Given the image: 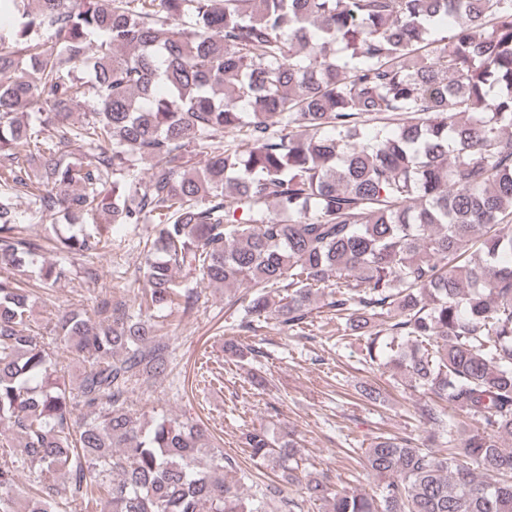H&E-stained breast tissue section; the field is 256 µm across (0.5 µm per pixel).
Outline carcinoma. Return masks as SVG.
Segmentation results:
<instances>
[{
  "mask_svg": "<svg viewBox=\"0 0 512 512\" xmlns=\"http://www.w3.org/2000/svg\"><path fill=\"white\" fill-rule=\"evenodd\" d=\"M23 2L0 0L21 12L0 53V447L21 449L0 454V512L297 506L275 481L245 495L251 473L206 426L131 412L169 367L164 326L107 295L32 325L76 261L98 279L94 259L122 247L111 224L155 225L140 310L191 313L182 270L246 290L245 333L271 313L300 328L327 293L336 341L388 356L450 443L375 437L372 493L300 469L288 432L247 431L252 460L328 512H512V0ZM46 214L81 220L53 262L21 230Z\"/></svg>",
  "mask_w": 512,
  "mask_h": 512,
  "instance_id": "1",
  "label": "carcinoma"
}]
</instances>
